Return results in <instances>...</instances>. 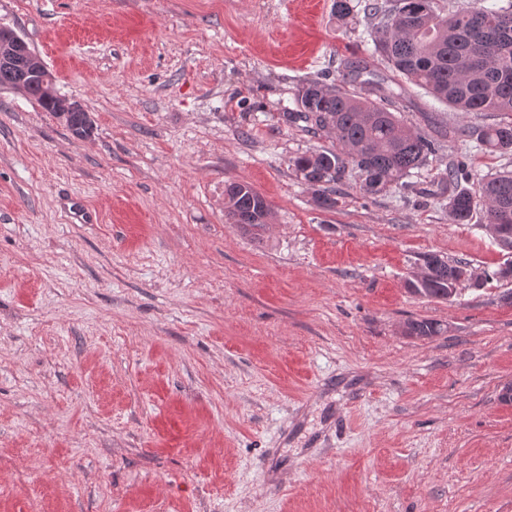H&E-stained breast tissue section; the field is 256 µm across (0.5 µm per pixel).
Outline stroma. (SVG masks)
I'll use <instances>...</instances> for the list:
<instances>
[{
    "label": "stroma",
    "instance_id": "obj_1",
    "mask_svg": "<svg viewBox=\"0 0 512 512\" xmlns=\"http://www.w3.org/2000/svg\"><path fill=\"white\" fill-rule=\"evenodd\" d=\"M0 27L94 122L0 87V512H512V254L439 186L463 119L404 85L392 112L441 150L375 198L346 168L332 210L293 166L333 142L282 115L366 56L363 18L0 0ZM231 180L265 197L261 239L225 223ZM426 253L484 278L418 296Z\"/></svg>",
    "mask_w": 512,
    "mask_h": 512
}]
</instances>
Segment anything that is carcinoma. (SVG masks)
I'll return each instance as SVG.
<instances>
[{
	"mask_svg": "<svg viewBox=\"0 0 512 512\" xmlns=\"http://www.w3.org/2000/svg\"><path fill=\"white\" fill-rule=\"evenodd\" d=\"M440 0H369L363 12L372 34L371 57L343 61L349 82L356 88L322 80L302 83L297 109L285 112V122H303L313 133L330 138L336 148L297 157L294 166L313 187L340 179L344 161L360 171V191L366 197L386 194L403 179L414 176L440 150L438 142L407 126L390 111L400 82L385 85L373 79L374 64L389 67L463 115L497 112L501 121L480 127L459 126L450 131L460 142L475 141L489 153L512 155V2L493 3L445 14ZM24 85L26 95L47 112L55 104L42 92L36 78L16 70H0V86ZM76 138L92 124L86 112L61 118ZM471 180L467 155L448 166V220L466 223L477 206L484 209L485 227L493 240L502 228L512 232V171L478 180L475 192L461 187ZM224 217L245 234L260 236L269 224L265 198L250 184L224 185ZM428 277L422 279L426 298L446 300L448 288L462 283V263L436 254L422 257ZM407 336L431 338L442 333L432 320H413L404 327Z\"/></svg>",
	"mask_w": 512,
	"mask_h": 512,
	"instance_id": "cac0c4a2",
	"label": "carcinoma"
}]
</instances>
